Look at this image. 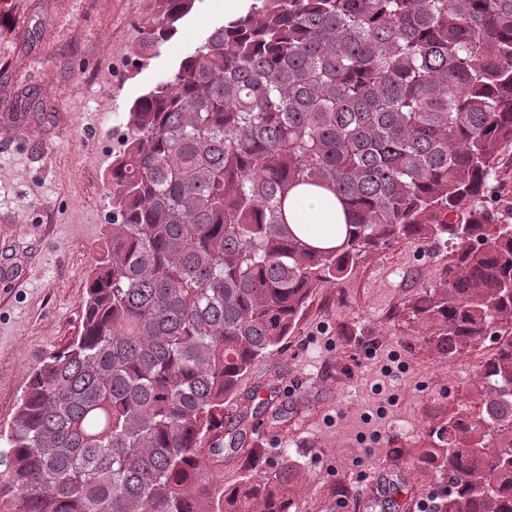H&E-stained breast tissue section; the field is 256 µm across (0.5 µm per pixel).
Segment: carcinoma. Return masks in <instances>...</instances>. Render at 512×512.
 <instances>
[{"instance_id":"carcinoma-1","label":"carcinoma","mask_w":512,"mask_h":512,"mask_svg":"<svg viewBox=\"0 0 512 512\" xmlns=\"http://www.w3.org/2000/svg\"><path fill=\"white\" fill-rule=\"evenodd\" d=\"M195 2L167 0L144 44ZM126 129L79 330L0 433V512H290L291 458L231 488L201 465L254 455L288 393L259 381L225 405L317 288L443 235L448 264L409 313L444 360L494 347L480 411L443 422L418 462L448 478L440 512H512V0H256ZM316 190L319 227L298 209Z\"/></svg>"}]
</instances>
